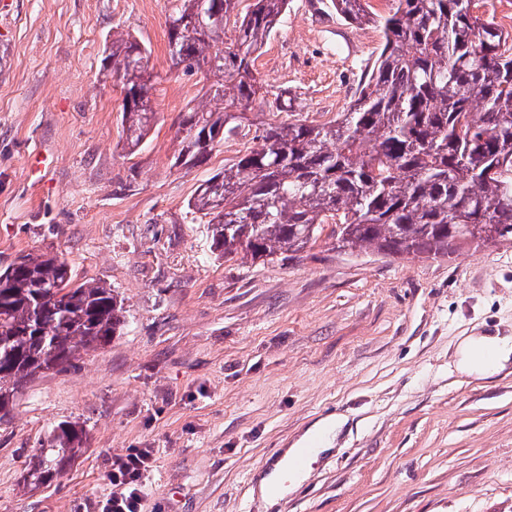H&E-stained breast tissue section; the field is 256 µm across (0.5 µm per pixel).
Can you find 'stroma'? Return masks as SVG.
Instances as JSON below:
<instances>
[{
	"instance_id": "stroma-1",
	"label": "stroma",
	"mask_w": 512,
	"mask_h": 512,
	"mask_svg": "<svg viewBox=\"0 0 512 512\" xmlns=\"http://www.w3.org/2000/svg\"><path fill=\"white\" fill-rule=\"evenodd\" d=\"M175 5L0 0V268L57 254L126 309L121 335L30 383L0 423V512H97L127 448L156 451L143 512H512V366L488 380L454 367L463 337L512 332V243L402 259L339 252L326 229L291 260L216 257L187 203L252 139L175 166L201 89L170 69ZM116 31L149 49L159 114L132 154L103 75ZM383 42L332 0H289L255 68L325 123ZM331 414L346 419L331 450L267 502L262 474ZM62 421L83 425L87 446L31 485Z\"/></svg>"
}]
</instances>
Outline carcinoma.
<instances>
[{
	"mask_svg": "<svg viewBox=\"0 0 512 512\" xmlns=\"http://www.w3.org/2000/svg\"><path fill=\"white\" fill-rule=\"evenodd\" d=\"M178 0L168 15L171 67L197 76L204 94L179 121L175 163L195 167L236 136L262 83L259 51L288 0ZM358 26L384 28V47L345 112L324 124H265L237 162L199 186L189 213L206 219L226 261L291 259L336 226V250L445 255L462 243L512 240V47L479 0H394L386 16L366 0H335ZM105 60L120 85L124 148L149 134L148 56L129 35H112ZM270 112H299L276 93ZM126 323L111 287L72 285L67 260L17 257L0 271V416L37 377L62 372ZM86 443L76 422L56 426L28 477L56 476Z\"/></svg>",
	"mask_w": 512,
	"mask_h": 512,
	"instance_id": "carcinoma-1",
	"label": "carcinoma"
}]
</instances>
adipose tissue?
I'll return each instance as SVG.
<instances>
[{
	"mask_svg": "<svg viewBox=\"0 0 512 512\" xmlns=\"http://www.w3.org/2000/svg\"><path fill=\"white\" fill-rule=\"evenodd\" d=\"M512 363V335H472L457 348L455 367L460 375L481 380L504 371Z\"/></svg>",
	"mask_w": 512,
	"mask_h": 512,
	"instance_id": "obj_1",
	"label": "adipose tissue"
}]
</instances>
